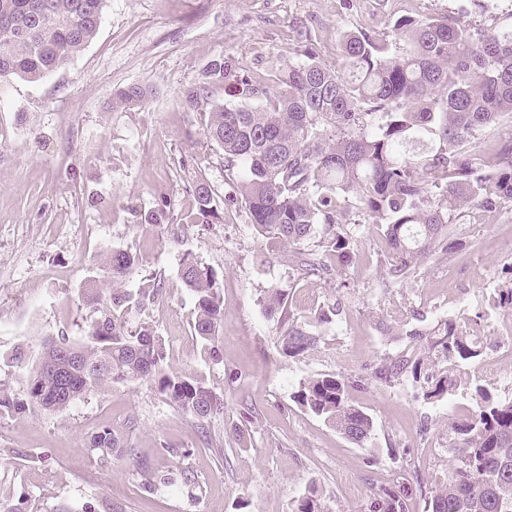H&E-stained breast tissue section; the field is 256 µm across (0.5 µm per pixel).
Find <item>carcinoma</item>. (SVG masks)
<instances>
[{"mask_svg":"<svg viewBox=\"0 0 512 512\" xmlns=\"http://www.w3.org/2000/svg\"><path fill=\"white\" fill-rule=\"evenodd\" d=\"M105 0H0V79L37 82L80 53L98 32ZM343 66L331 68L308 56L288 60L273 72L275 89L222 56L211 60L204 80L180 94L183 108L199 113L206 138L220 149L233 192L248 223L298 259L303 274L329 279L357 257V239L343 220L344 203L381 225L389 260L383 276L401 285L419 266L451 253L455 241L450 215L465 208L492 211L512 204V139L494 150L489 164L479 133L512 117V12L494 32H476L446 18H400L391 32L372 38L342 35ZM224 86L234 101L211 99ZM148 88L132 83L116 89L113 105H142ZM437 175L439 184L431 180ZM192 195L191 224H217L215 192L205 179ZM170 201L157 204L146 220L169 223ZM135 256L113 250L103 272L116 283L134 267ZM181 281L195 299L193 333L211 359L220 358L224 327L223 284L217 271L185 257ZM163 294L160 283L123 290L106 303L86 297L92 309L83 340L63 337L43 348L18 395L0 383V419L34 409L57 412L106 383L147 380L158 394L199 422L224 413L201 375L167 369L161 340L143 326L133 330L126 312ZM498 306L512 312V278L497 288ZM265 313L277 322L282 355L299 358L315 350L314 325L331 324L334 306L318 309L310 321L293 317L288 293L272 288ZM389 331L422 340L421 352L391 356L371 367L385 385L404 378L421 383L427 398H442L457 386L458 368L476 366L483 356L473 326L445 319L431 326L381 322ZM63 371L66 393L53 400L58 385L44 368ZM360 385L338 374H318L304 382L293 401L323 418L349 442L362 447L372 417L355 405L350 391ZM471 412L450 425V450L457 463L448 482L430 497L427 512H512V400L495 398L478 385ZM107 459L119 451L109 428L90 439ZM186 472L140 471L147 495L176 485ZM416 490L406 481L395 489L373 486L369 512H410ZM291 512H324L311 493Z\"/></svg>","mask_w":512,"mask_h":512,"instance_id":"obj_1","label":"carcinoma"}]
</instances>
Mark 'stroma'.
<instances>
[{
    "instance_id": "1",
    "label": "stroma",
    "mask_w": 512,
    "mask_h": 512,
    "mask_svg": "<svg viewBox=\"0 0 512 512\" xmlns=\"http://www.w3.org/2000/svg\"><path fill=\"white\" fill-rule=\"evenodd\" d=\"M512 0H107L100 28L85 49L52 75L0 81V381L23 392L51 339L81 340L91 310L81 294L102 281L106 254L131 252L136 264L122 286L159 280L163 296L132 310L130 327L152 326L175 372L203 376L224 397V412L198 422L142 380L113 383L66 409L0 419V489L21 512H290L315 491L325 512H367L371 488L397 476L390 453L404 452L423 493L446 483L455 459L448 426L474 405L475 386L512 400V356L496 376L461 367L458 386L441 400L403 380L369 378L380 359L413 354L419 343L385 335L393 315L427 323L479 319L496 345L497 283L512 270V206L455 214V251L423 266L417 280L386 286L388 248L377 225L350 211L358 257L341 277L302 276L291 256L258 235L240 206L219 224H189L191 189L205 178L218 194L228 176L198 113L180 93L203 79L220 55L267 79L280 61L309 54L336 68L343 32L375 35L399 17L462 20L493 28ZM140 83L150 94L138 107H113L116 88ZM171 202L170 221L149 224L157 202ZM223 278L221 361L205 357L192 331L195 301L180 279L184 256ZM290 295L295 318L333 303L341 312L320 326L315 351L279 353L277 325L264 311L267 288ZM31 359L8 363L17 346ZM360 379L351 399L374 431L351 444L293 400L308 378ZM109 428L122 452L102 460L89 440ZM188 470L189 481L149 496L143 467Z\"/></svg>"
}]
</instances>
